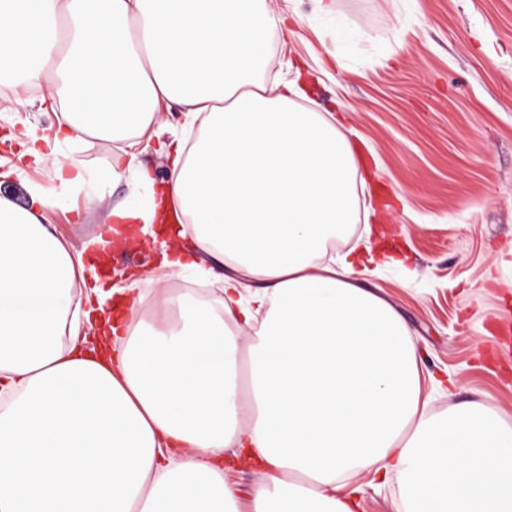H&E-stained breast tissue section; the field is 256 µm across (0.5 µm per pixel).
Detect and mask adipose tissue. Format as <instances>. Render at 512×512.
Segmentation results:
<instances>
[{
	"label": "adipose tissue",
	"instance_id": "adipose-tissue-1",
	"mask_svg": "<svg viewBox=\"0 0 512 512\" xmlns=\"http://www.w3.org/2000/svg\"><path fill=\"white\" fill-rule=\"evenodd\" d=\"M267 0H0V79L46 84L53 133L28 155L57 187L0 194V512H239L224 451L262 472L248 512H356L345 480L398 475L406 512H512V428L484 410L434 418L406 323L330 256L359 215L341 124L266 85ZM201 123L159 144L153 187L135 161L161 101ZM111 139L129 205L83 249L44 213L96 194L61 146ZM186 241L163 260L208 299L87 287L85 255L155 227Z\"/></svg>",
	"mask_w": 512,
	"mask_h": 512
}]
</instances>
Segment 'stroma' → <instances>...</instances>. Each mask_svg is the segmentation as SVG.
Listing matches in <instances>:
<instances>
[{
    "label": "stroma",
    "instance_id": "1",
    "mask_svg": "<svg viewBox=\"0 0 512 512\" xmlns=\"http://www.w3.org/2000/svg\"><path fill=\"white\" fill-rule=\"evenodd\" d=\"M287 26L271 33L265 80L310 74L308 107L340 117L368 175L360 222L381 230L394 265L366 276L406 322L417 347L428 412L471 403L512 427V0H274ZM32 87L0 100V194L28 203L30 183L55 172L21 154L19 134L55 124ZM113 144L64 146L66 168L94 174L102 192L51 213L58 236L82 248L127 199L112 179ZM161 247L113 258L100 283L150 277ZM454 378L453 390L438 381ZM359 512H404L401 480L362 481Z\"/></svg>",
    "mask_w": 512,
    "mask_h": 512
}]
</instances>
